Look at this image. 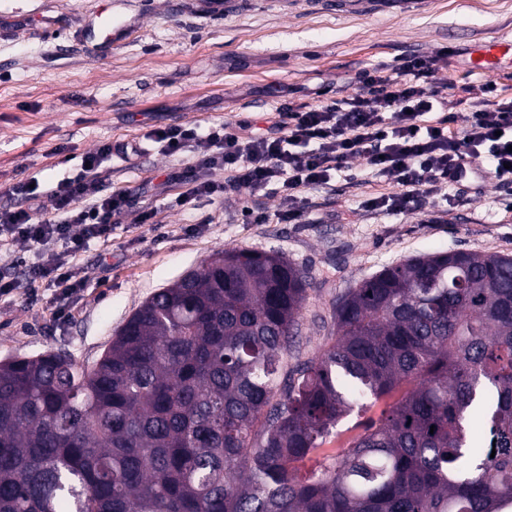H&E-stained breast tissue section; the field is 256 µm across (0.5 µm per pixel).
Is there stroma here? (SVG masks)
I'll return each instance as SVG.
<instances>
[{
  "instance_id": "stroma-1",
  "label": "stroma",
  "mask_w": 512,
  "mask_h": 512,
  "mask_svg": "<svg viewBox=\"0 0 512 512\" xmlns=\"http://www.w3.org/2000/svg\"><path fill=\"white\" fill-rule=\"evenodd\" d=\"M103 8L102 0H0V207L12 203L7 190L18 179L36 177L48 190L75 176L82 156L102 143L136 141L142 153L113 161L112 185L157 182V221L141 223L143 205L132 198L109 240L75 258L85 288L69 297L47 282L30 291L36 247L0 243V277L16 283L0 296V361L64 348L94 365L147 298L224 247L279 252L307 270L313 287L297 340L306 357L321 342L333 300L384 267L446 251L512 255V186L493 179L466 206L430 204L432 224L422 214L365 210V199L394 189L379 179L310 192L307 223L256 224L252 213L280 209L279 195L243 188L220 202L174 205L177 186L161 181L189 157L144 139L154 127L185 122L261 128L275 107L315 102L325 87L354 95L357 72L413 52L435 59L438 81L450 84L449 106L485 98L490 85L510 98L512 70H474L471 55L477 43L512 35V0H390L366 14L332 0H236L220 15L187 0H112L113 20L135 19L136 28L111 53L91 55L78 31ZM386 406L343 420L307 467L340 452Z\"/></svg>"
}]
</instances>
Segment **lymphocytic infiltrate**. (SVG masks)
<instances>
[{
	"mask_svg": "<svg viewBox=\"0 0 512 512\" xmlns=\"http://www.w3.org/2000/svg\"><path fill=\"white\" fill-rule=\"evenodd\" d=\"M433 59L406 55L391 66L361 72L358 91L348 99L285 103L265 129L242 133L227 123L200 129L196 124L151 130L149 140L164 154L190 151L194 160L182 173H166L165 184L180 186L174 203L223 199L247 187L280 193L282 221L304 222L305 192L331 188L347 160L359 158L367 176L393 181L394 192L368 199L372 210L420 212L435 198L447 199L466 163L482 160L498 181H512V98L483 100L448 109V84L435 82ZM138 146L106 142L87 153L76 176L48 191L29 180L12 185L19 206L0 207V238L41 245L30 283L50 281L74 292L83 286L73 261L90 241L108 239L132 195L113 188L111 162L138 153Z\"/></svg>",
	"mask_w": 512,
	"mask_h": 512,
	"instance_id": "obj_1",
	"label": "lymphocytic infiltrate"
}]
</instances>
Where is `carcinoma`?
<instances>
[{
	"label": "carcinoma",
	"mask_w": 512,
	"mask_h": 512,
	"mask_svg": "<svg viewBox=\"0 0 512 512\" xmlns=\"http://www.w3.org/2000/svg\"><path fill=\"white\" fill-rule=\"evenodd\" d=\"M309 288L283 254L222 249L94 367L63 349L0 363V512H512V256L382 269L291 367ZM398 395L399 394H396L392 398L380 400L371 407L370 410L360 416H357L355 413L343 420L336 428V438L333 439L331 443L323 445L322 448H319L316 452L310 455V459L306 461V469L316 467L324 460L325 457L336 455L340 452L343 449L342 446H344L351 437L363 431L364 424L369 418H378L381 411L391 404Z\"/></svg>",
	"instance_id": "cac0c4a2"
}]
</instances>
